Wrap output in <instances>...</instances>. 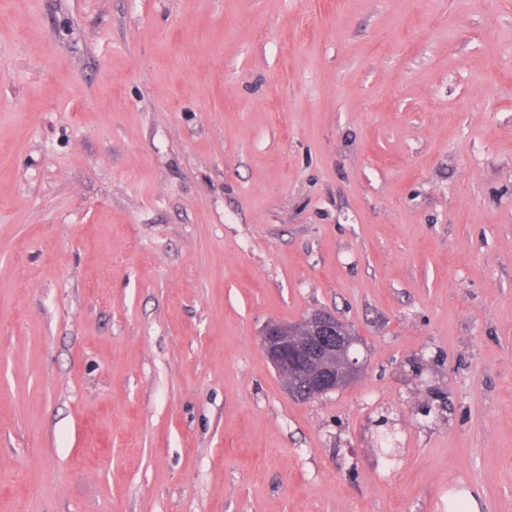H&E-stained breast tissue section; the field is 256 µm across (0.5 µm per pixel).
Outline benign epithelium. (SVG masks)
<instances>
[{"label":"benign epithelium","instance_id":"obj_1","mask_svg":"<svg viewBox=\"0 0 512 512\" xmlns=\"http://www.w3.org/2000/svg\"><path fill=\"white\" fill-rule=\"evenodd\" d=\"M357 342L355 332L325 310L313 311L294 324L269 322L261 333V347L278 372L291 363L298 367L285 386L300 400L320 398L358 377L362 365L353 356Z\"/></svg>","mask_w":512,"mask_h":512}]
</instances>
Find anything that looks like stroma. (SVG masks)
I'll list each match as a JSON object with an SVG mask.
<instances>
[{
	"label": "stroma",
	"instance_id": "1",
	"mask_svg": "<svg viewBox=\"0 0 512 512\" xmlns=\"http://www.w3.org/2000/svg\"><path fill=\"white\" fill-rule=\"evenodd\" d=\"M315 309L360 377L289 396ZM512 512V0H0V512ZM357 342L355 332L325 310L313 311L294 324L268 322L261 333V347L279 374L291 360L298 367L285 386L300 400L320 398L358 377L362 365L353 356Z\"/></svg>",
	"mask_w": 512,
	"mask_h": 512
}]
</instances>
